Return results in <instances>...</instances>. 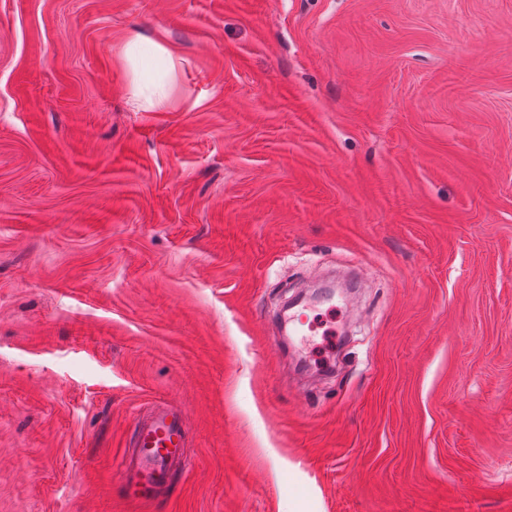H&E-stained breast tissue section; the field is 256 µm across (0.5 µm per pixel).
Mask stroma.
I'll return each mask as SVG.
<instances>
[{"instance_id": "stroma-1", "label": "stroma", "mask_w": 512, "mask_h": 512, "mask_svg": "<svg viewBox=\"0 0 512 512\" xmlns=\"http://www.w3.org/2000/svg\"><path fill=\"white\" fill-rule=\"evenodd\" d=\"M157 395L153 512H512V0H0V512H134ZM171 58L172 53L165 46L160 44L147 45L137 35H131L124 46V60L131 73L136 77L141 66L147 59L164 57ZM138 84V96L143 97L146 102L154 106V109L162 107L169 98V89L166 87L162 79H154L151 82L143 85ZM187 419L163 396L134 426L128 450L119 463L122 499L139 510L165 500L177 467L185 465Z\"/></svg>"}]
</instances>
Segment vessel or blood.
<instances>
[{
  "label": "vessel or blood",
  "mask_w": 512,
  "mask_h": 512,
  "mask_svg": "<svg viewBox=\"0 0 512 512\" xmlns=\"http://www.w3.org/2000/svg\"><path fill=\"white\" fill-rule=\"evenodd\" d=\"M187 419L165 397L154 399L153 410L134 426L119 463L123 500L137 512H150L165 500L177 467L185 463Z\"/></svg>",
  "instance_id": "1"
}]
</instances>
